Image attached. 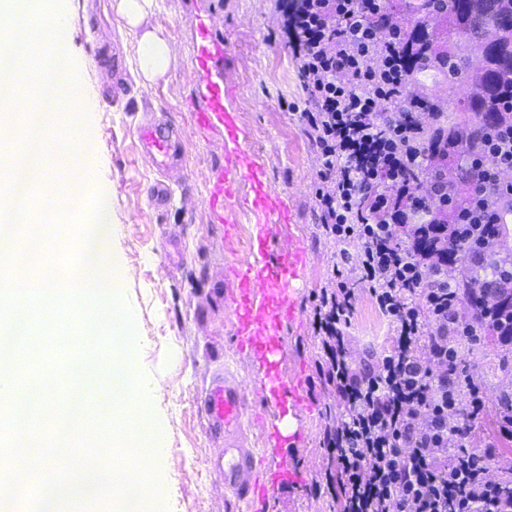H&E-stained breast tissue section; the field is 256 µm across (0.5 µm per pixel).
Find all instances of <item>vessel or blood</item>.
<instances>
[{"mask_svg":"<svg viewBox=\"0 0 512 512\" xmlns=\"http://www.w3.org/2000/svg\"><path fill=\"white\" fill-rule=\"evenodd\" d=\"M231 62V51L215 37L211 26L198 23L189 70L200 84L201 94L191 104L192 118L199 131L222 137L224 144V163L209 185L211 222L228 248L238 238L241 220H249L254 228L249 261L241 264L232 259L226 264L224 305L239 350L263 370L260 390L274 407L265 439L277 445L276 459L267 460L244 443L246 384L240 376L214 374L205 389L201 411L207 435L224 444L223 453L210 459L211 468L223 472L226 493L251 503L299 485L303 476L295 441L280 431L279 423L298 417L305 401L300 376H284L287 343L283 329L301 317L292 284L304 273L307 250L300 240L288 238L293 207L283 194L269 188L263 164L246 145L242 114L226 88L225 74ZM17 84L25 104L16 109L14 123L25 132L30 104L38 91L26 78H19ZM137 133L150 157H163L173 166L181 161L180 133L172 125L149 123L139 126Z\"/></svg>","mask_w":512,"mask_h":512,"instance_id":"vessel-or-blood-1","label":"vessel or blood"}]
</instances>
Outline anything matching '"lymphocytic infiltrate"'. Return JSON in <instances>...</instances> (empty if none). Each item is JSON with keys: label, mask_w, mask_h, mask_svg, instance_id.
<instances>
[{"label": "lymphocytic infiltrate", "mask_w": 512, "mask_h": 512, "mask_svg": "<svg viewBox=\"0 0 512 512\" xmlns=\"http://www.w3.org/2000/svg\"><path fill=\"white\" fill-rule=\"evenodd\" d=\"M271 2L297 62L298 118L318 165V223L356 273L355 282L333 278L313 296L319 372L343 408L324 433L327 492L342 512H512V494L487 476L492 450L471 447L485 396L472 382L463 393L448 387L465 347L496 325L488 314L455 318L462 295L448 247L474 271L497 258V211L512 199L503 177L512 171V126L493 131L468 161L474 181L457 221L470 236L424 249L426 234L448 232V195L422 148L444 115L406 96L415 67L387 0ZM411 106L427 121H412ZM360 285L394 328L369 373L347 348ZM452 443L460 454L449 455Z\"/></svg>", "instance_id": "obj_1"}]
</instances>
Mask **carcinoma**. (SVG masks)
Segmentation results:
<instances>
[{
  "label": "carcinoma",
  "mask_w": 512,
  "mask_h": 512,
  "mask_svg": "<svg viewBox=\"0 0 512 512\" xmlns=\"http://www.w3.org/2000/svg\"><path fill=\"white\" fill-rule=\"evenodd\" d=\"M398 9L404 15L423 13L447 23L453 37L446 44L423 33L414 34L409 45L411 58L448 73L450 81L464 78L469 82L470 91L463 103L444 108L448 113L464 112L467 119L459 124L448 118L443 140L425 144L435 171L452 193L445 223L464 237L468 225L454 224L456 211L468 201L470 172L464 159L478 151L488 129L512 123V112L503 110L512 100V0H399ZM447 59L453 63L448 72L441 66ZM458 288L477 314L493 303L491 314L496 322L512 331V295H502L494 278L477 285L464 277Z\"/></svg>",
  "instance_id": "obj_1"
}]
</instances>
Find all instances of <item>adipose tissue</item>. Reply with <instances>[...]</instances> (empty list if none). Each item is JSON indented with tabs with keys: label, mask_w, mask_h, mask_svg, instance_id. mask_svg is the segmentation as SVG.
<instances>
[{
	"label": "adipose tissue",
	"mask_w": 512,
	"mask_h": 512,
	"mask_svg": "<svg viewBox=\"0 0 512 512\" xmlns=\"http://www.w3.org/2000/svg\"><path fill=\"white\" fill-rule=\"evenodd\" d=\"M154 0H112L113 12L130 38L134 71L142 83H154L176 65L167 37L152 22Z\"/></svg>",
	"instance_id": "1"
}]
</instances>
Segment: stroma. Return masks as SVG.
Wrapping results in <instances>:
<instances>
[{"instance_id": "obj_1", "label": "stroma", "mask_w": 512, "mask_h": 512, "mask_svg": "<svg viewBox=\"0 0 512 512\" xmlns=\"http://www.w3.org/2000/svg\"><path fill=\"white\" fill-rule=\"evenodd\" d=\"M62 0L60 10L72 17L71 59L82 76L78 93L87 108L61 113L62 125L90 131L97 140L86 194L108 184L102 203L111 210L107 263L122 282L135 320L132 363L152 386L153 427L162 440L155 467L161 494L144 504L145 512H340L341 507L315 484L325 468L321 446L328 414H341L331 386L317 372L319 350L312 334L313 295L333 275L351 281L355 273L323 236L317 223L313 185L314 153L289 106L299 101L297 63L285 46L279 19L269 0H157L153 18L165 32L177 66L150 87L140 86L128 58L113 61L112 48L123 39L109 0ZM210 22L215 35L233 53L230 83L233 103L243 114L248 146L263 160L270 187L287 195L295 210L293 233L308 253L303 281L297 287L302 323L288 326L286 374L304 372L308 402L299 419V462L306 471L297 488L262 505L224 494V478L207 461L221 451L202 428L198 401L213 373L231 368L250 384L247 411L257 415L247 431L255 452L268 456L261 415L272 412L255 384L256 363L236 349L224 310L225 248L209 216L210 177L224 160L217 138L199 133L189 103L199 87L189 71L194 51L193 24ZM149 118L166 121L181 132L182 166L160 173L143 152L136 129ZM170 189L162 208H154L156 182ZM349 352L359 367L375 365L390 345L392 328L375 307L368 290L358 289L350 316ZM512 345L488 331L459 364V377L484 387L489 407L473 423L477 447L493 446L488 476H503L500 462L512 458V441L497 432V397L512 383L503 357Z\"/></svg>"}]
</instances>
